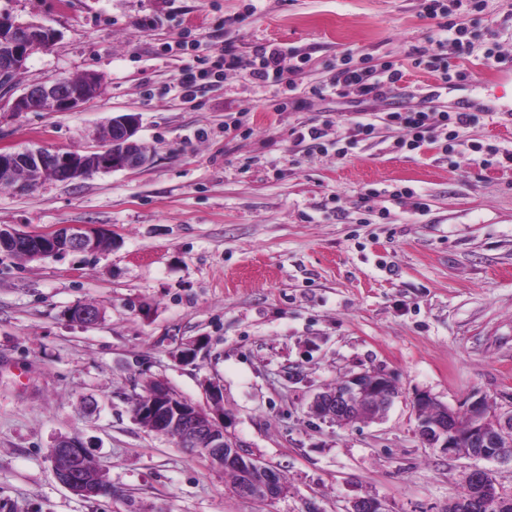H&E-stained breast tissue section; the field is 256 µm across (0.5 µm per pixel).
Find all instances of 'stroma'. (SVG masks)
<instances>
[{
	"instance_id": "stroma-1",
	"label": "stroma",
	"mask_w": 512,
	"mask_h": 512,
	"mask_svg": "<svg viewBox=\"0 0 512 512\" xmlns=\"http://www.w3.org/2000/svg\"><path fill=\"white\" fill-rule=\"evenodd\" d=\"M0 0V12L56 30L34 55L29 84L102 77L76 112H0V148L92 149L112 116L136 113L155 152L144 170L0 189V225L66 224L108 233L110 247L42 260L0 253V512H346L375 497L388 512H445L480 468L512 495V461L448 456L425 446L413 400L424 392L457 412L479 397L512 405V77L485 57L512 52V0L465 16L475 31L467 81L435 109L471 101L460 155L443 135L401 149L386 113L419 104L436 73L438 22L421 0ZM188 48H177L182 36ZM272 44L300 69L294 91L260 87L244 66ZM232 50L243 67L192 99L177 88L197 58ZM401 65L391 96L320 95L340 58ZM288 107L278 110L280 99ZM373 139L336 152L357 113ZM325 128L326 148L294 130ZM426 202L413 211L390 190ZM77 305L101 320H72ZM201 342L191 363L178 350ZM362 370L399 394L379 422L313 415L315 393ZM208 405L219 385L230 429L281 470L287 493L237 496L223 470L139 425L149 380ZM79 438L113 493L85 499L55 477L49 451Z\"/></svg>"
}]
</instances>
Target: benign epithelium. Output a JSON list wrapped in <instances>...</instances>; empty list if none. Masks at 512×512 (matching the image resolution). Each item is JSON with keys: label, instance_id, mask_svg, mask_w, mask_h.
Returning a JSON list of instances; mask_svg holds the SVG:
<instances>
[{"label": "benign epithelium", "instance_id": "obj_1", "mask_svg": "<svg viewBox=\"0 0 512 512\" xmlns=\"http://www.w3.org/2000/svg\"><path fill=\"white\" fill-rule=\"evenodd\" d=\"M58 42L59 35L49 27L0 15V110L6 107L12 113H22L52 107L62 112L74 111L100 92L101 76L89 72L71 81L58 79L33 85L16 97L11 94L12 84L28 59ZM139 129V115L124 113L112 117L102 127L97 137L100 146L94 150L0 149V180L11 181L22 170L27 179L16 182L14 189L25 192L48 181L73 183L92 173L143 169L150 164L153 153L146 141L138 137ZM20 245L29 259L39 260L69 252H97L111 246V239L88 225H61L50 232L20 231L0 225V252ZM71 317L82 324L94 325L101 313L86 306L72 309ZM393 385L394 378L381 371L353 373L342 378L341 388L316 393L310 410L319 418L338 422L346 423L352 416L379 421L394 401L389 395ZM208 397L211 406L206 408L176 395L166 382L155 379L150 381L138 418L148 429L161 435L168 436L173 429L182 430L187 438L183 447L205 457L215 467L234 465L245 477L239 487L241 496L257 501L281 497L287 488L284 474L244 450L241 441L227 431L221 409V388L209 386ZM431 403L436 400L426 393L416 395L413 400L417 433L424 444L456 456L461 453L457 444L466 438L480 449L479 456L485 460L509 459L503 448L512 444V406L506 410L494 409L486 399L477 398L467 406L468 420L462 424L456 413L443 404L439 405L438 415H424V407ZM61 448L66 449L69 471L64 485L69 491L79 494L89 490L97 495L111 491L106 479L91 488L80 476L78 464L87 455L80 439L58 441L53 446L52 457H58ZM466 483L471 486V496L453 501L446 512H512V500L502 497L491 473L474 469ZM348 512H386V509L375 497H361L351 502Z\"/></svg>", "mask_w": 512, "mask_h": 512}]
</instances>
